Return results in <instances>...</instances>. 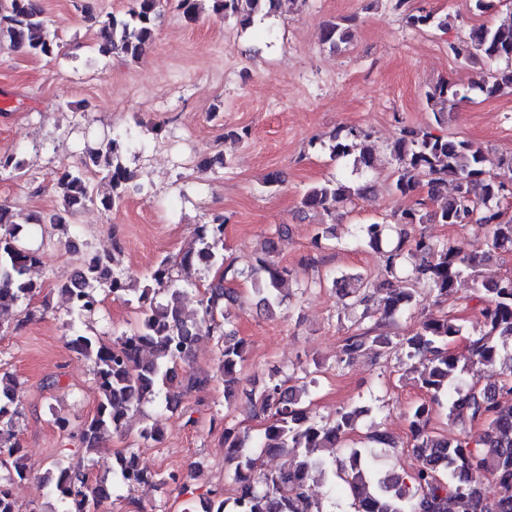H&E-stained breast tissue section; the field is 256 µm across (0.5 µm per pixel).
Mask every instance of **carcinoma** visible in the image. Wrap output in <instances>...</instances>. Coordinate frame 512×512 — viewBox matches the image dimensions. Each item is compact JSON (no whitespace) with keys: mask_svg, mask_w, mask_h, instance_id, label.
I'll return each instance as SVG.
<instances>
[{"mask_svg":"<svg viewBox=\"0 0 512 512\" xmlns=\"http://www.w3.org/2000/svg\"><path fill=\"white\" fill-rule=\"evenodd\" d=\"M276 0H212V11L233 17L243 26L258 15L275 7ZM7 25L0 33L8 38L7 48L26 50L45 57L58 54L60 44L46 25L41 0H8ZM162 16V0H132L123 18L114 15L94 18L102 54H117L130 59L143 55L155 40ZM413 27L447 26V21L430 13L408 15ZM351 19L329 21L320 30L321 41L339 50L352 38ZM453 54L465 61L481 59L489 63L504 61L506 66L489 71L474 87L492 97L512 88V22L497 26L479 25L469 29L467 38L451 45ZM467 95L446 83L426 93L432 111H448V104L460 102ZM370 134L351 129L342 136H329L328 148L335 157H354L356 168H370L374 162ZM125 146L119 135L97 140L85 150L83 170H64L56 174V189L62 209L49 217L51 224H64L67 217L93 201V189L87 174L105 179L110 192L99 199L109 211L120 205L138 185L135 174L123 162ZM396 162L393 189L409 196L421 185L428 187V197L441 195L448 181L454 192L445 197L435 211H423L424 201L417 207L402 211L397 222H373L358 227L357 238L385 258L388 279L378 287L385 291L379 304L375 293L360 274L333 279L348 306L362 309L361 318L380 314L375 327L347 336L341 352L356 357L363 349L385 353L393 348V338L377 331L383 321L405 311L414 300L415 289L400 288L393 282L412 279L424 284L446 301L453 297L458 281L472 278L473 288L482 303V326L477 337L469 340L471 362L494 365L499 362L507 343H512V276L487 272L492 252L512 249V216L502 210L501 203L512 198V157L500 162L502 173L496 179L485 178V155L482 148L465 140L449 139L429 131L403 127L391 146ZM368 186H353L341 179L327 181L307 190L302 197L304 209L320 208L331 214L336 204L362 195ZM218 218L212 224L196 229L200 247L185 251L179 265H219L220 273L204 289L199 300L201 314H186L182 305L183 289L175 286L171 276V259L164 257L151 273L155 287L142 288L137 298L140 313L135 329L104 344L75 327L72 346L93 360L99 404L92 418L79 430L83 448L92 451L105 438L123 432L130 413L145 400L161 398L166 406L177 405L179 389L190 388L211 380V376H192L187 382L179 379L178 366L193 350L202 336L217 337L223 348L215 377L224 381L225 397L235 395L237 375L245 361L247 344L236 338L226 312L239 305L235 289L227 280L238 272L224 258V223ZM487 228L488 250L479 255L459 243L437 245L423 237L409 240V227L415 224H471ZM279 243L267 240L268 257L258 260L252 270L257 282V305L270 311L281 303L285 276L289 271L271 256ZM41 263L38 250L29 247L21 235V225L14 213L0 206V309L11 308L19 300L33 295L36 285L28 277L30 270ZM83 287L70 302L72 311L82 318L100 306L99 291L108 290L116 298L129 288L115 269L113 258L94 255L81 270ZM162 302L156 301L160 292ZM463 335L457 320L441 316L423 320L410 336L398 345L410 359H423L417 383L429 399L416 404L410 413V428L418 466L411 475L386 476L370 461L365 452L351 448L342 457L334 456L336 446L352 433L365 414L360 406L341 408L332 421L316 420L302 395L307 388L297 389L284 381H274L251 394L253 416L264 419L259 450H254L249 435L236 427L224 426V447L228 448L226 463L235 484V494L212 491L213 498L206 512H323L321 503L310 495V481L315 472L331 482H344L353 498L354 512H448V499L463 500L466 512H512V355L501 368L499 381L493 387L463 389L459 385L466 364L450 350L455 339ZM444 407L453 423L480 425L478 433H464L448 439L429 428L431 415ZM19 416L16 380L0 374V466L13 465L9 480H23L26 470L17 462L18 442L15 422ZM366 439L372 448L396 449L398 441L378 425L371 427ZM323 448L333 455H319ZM487 452L482 453L480 449ZM286 457L281 468L269 471L262 467V453ZM114 481L131 487L145 481L147 472L133 454L119 455L113 468ZM53 484L62 504L60 512H91L94 494L107 493L99 486L91 492L85 475L59 464L55 474L46 477Z\"/></svg>","mask_w":512,"mask_h":512,"instance_id":"1","label":"carcinoma"}]
</instances>
